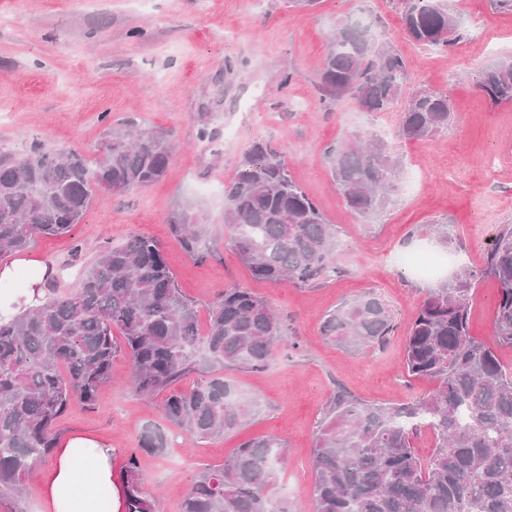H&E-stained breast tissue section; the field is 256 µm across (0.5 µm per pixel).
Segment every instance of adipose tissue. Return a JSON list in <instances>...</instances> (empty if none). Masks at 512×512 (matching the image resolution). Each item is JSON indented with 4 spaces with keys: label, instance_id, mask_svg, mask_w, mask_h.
Listing matches in <instances>:
<instances>
[{
    "label": "adipose tissue",
    "instance_id": "adipose-tissue-1",
    "mask_svg": "<svg viewBox=\"0 0 512 512\" xmlns=\"http://www.w3.org/2000/svg\"><path fill=\"white\" fill-rule=\"evenodd\" d=\"M41 512H125L124 487L112 471V447L88 434L61 442L39 484Z\"/></svg>",
    "mask_w": 512,
    "mask_h": 512
}]
</instances>
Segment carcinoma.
<instances>
[{"instance_id":"cac0c4a2","label":"carcinoma","mask_w":512,"mask_h":512,"mask_svg":"<svg viewBox=\"0 0 512 512\" xmlns=\"http://www.w3.org/2000/svg\"><path fill=\"white\" fill-rule=\"evenodd\" d=\"M400 11L420 46L444 50L464 37L444 0H400ZM410 79L403 54L368 28L344 24L330 38L319 86L329 105L350 96L369 113L398 106L402 137L429 141L452 119L448 93H410ZM477 85L495 104L512 102V60L481 70ZM172 152L169 132L133 117L108 128L93 162L37 145L30 157L0 152V258L28 250L38 236L69 233L101 188L120 194L163 179ZM327 155L352 212L365 218L390 206L401 168L384 142L365 145L356 135ZM170 224L185 253L208 252L201 215L176 210ZM224 227L227 245L257 280L306 286L341 272L333 225L267 141L252 143L225 185ZM485 278L497 285L496 343L512 347V225L505 224L484 266L439 282L409 324L407 370L433 387L396 406L344 391L330 399L313 450V512H512V368L470 333V291ZM199 317L160 244L144 236L100 251L73 291L46 288L35 308L8 322L0 315V499L23 493L34 464L53 452L72 397L92 405L118 351L129 357L135 391L149 396L184 375L200 349L220 367L261 371L286 342L282 321L246 288L224 289L204 330ZM394 329L373 294L343 303L322 325L324 336L351 349L383 344ZM162 409L172 425L207 440L240 429L253 405L215 377L170 393ZM424 430L434 436L425 460L414 451ZM164 446V435L149 431L128 451L120 472L127 512H156L138 457ZM282 455L273 437L242 442L222 466L198 476L182 512H287L270 498Z\"/></svg>"}]
</instances>
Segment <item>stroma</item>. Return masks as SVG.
Wrapping results in <instances>:
<instances>
[{"mask_svg":"<svg viewBox=\"0 0 512 512\" xmlns=\"http://www.w3.org/2000/svg\"><path fill=\"white\" fill-rule=\"evenodd\" d=\"M448 6L465 37L441 52L413 44L397 0H318L310 10L289 7L287 0H0V114L9 116L0 121L1 150L23 156L39 142L94 160L104 129L129 114L142 126L170 132L175 143L164 179L122 194L99 190L80 224L64 236L37 238L24 259L64 267L61 283L71 291L84 263L101 249L148 236L162 246L179 288L200 312L224 289L247 288L267 302L288 334L264 371H220L254 405L238 432L202 441L174 427L162 411L168 391L136 393L129 359L120 353L95 405L72 401L57 426L58 439L85 433L110 443L118 470L146 431L164 433L165 448L141 453L139 478L147 492L159 495L160 512H181L202 472L221 466L243 440L272 436L284 444L274 505L313 512V449L337 387L378 404L428 390V381L405 369L404 338L430 285L378 264V257L423 242L436 245L435 230L442 226L456 268H479L498 228L512 225V102L493 104L476 84L490 62L483 41L512 55V12L494 10L490 0H448ZM347 21L397 47L409 62L412 86L448 91L453 119L446 133L407 140L399 134L398 112L368 113L348 96L331 106L321 101L328 36ZM135 29L143 37H132ZM355 133L388 142L402 161L394 204L369 220L347 208L326 154ZM257 139L281 152L334 224L340 276L316 286L269 284L254 279L228 247L224 185ZM181 208L204 215L211 249L206 258L176 243L169 219ZM77 245L81 262L74 265ZM367 292L393 313L396 329L386 344L354 350L323 336L325 316ZM495 296L488 279L472 290L470 330L488 342L494 339Z\"/></svg>","mask_w":512,"mask_h":512,"instance_id":"35a3bbf8","label":"stroma"}]
</instances>
